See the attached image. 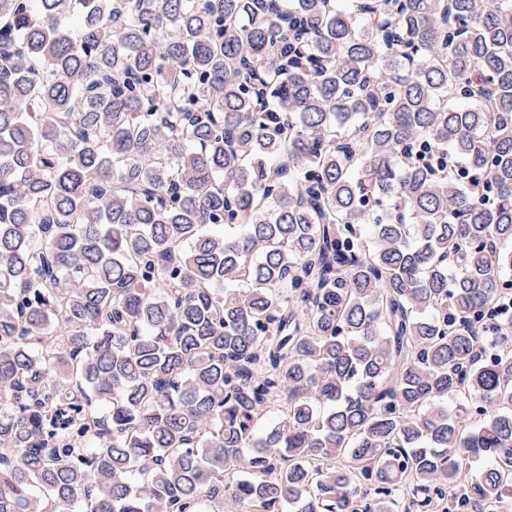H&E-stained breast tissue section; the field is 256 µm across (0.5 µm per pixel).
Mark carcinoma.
Returning <instances> with one entry per match:
<instances>
[{
	"mask_svg": "<svg viewBox=\"0 0 512 512\" xmlns=\"http://www.w3.org/2000/svg\"><path fill=\"white\" fill-rule=\"evenodd\" d=\"M512 0H0V512L512 499Z\"/></svg>",
	"mask_w": 512,
	"mask_h": 512,
	"instance_id": "carcinoma-1",
	"label": "carcinoma"
}]
</instances>
